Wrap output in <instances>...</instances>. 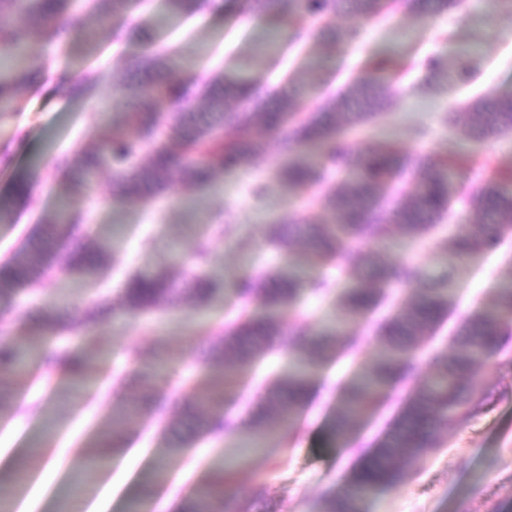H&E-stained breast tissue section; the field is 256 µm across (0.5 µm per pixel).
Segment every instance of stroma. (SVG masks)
Instances as JSON below:
<instances>
[{
  "mask_svg": "<svg viewBox=\"0 0 512 512\" xmlns=\"http://www.w3.org/2000/svg\"><path fill=\"white\" fill-rule=\"evenodd\" d=\"M466 4V12L451 10L429 18L382 16L365 25L359 40L341 42L332 50L314 44L300 54L284 52L276 61L258 54L256 46L267 33L281 30V21L245 11L242 0H222L221 9L151 27L145 42L132 34L139 13H132L118 32L112 24H96L99 50L84 60L58 54L51 47L34 46V54L45 57L53 69L83 66L98 71L100 81L86 98L63 95L51 82H43L24 90L23 111L0 117V195L10 194L16 177L26 174L36 200L32 206H17L15 223L0 224V261L20 246L39 219L54 211L62 193V160L104 135L102 109L117 100L129 76L130 58L147 44L161 51L182 49L191 59L193 73L202 78L228 65L231 58L251 57L254 74L277 93L289 91V77L295 70L315 63L323 72L324 83L302 99L300 108L305 112L315 110L328 94L344 90L368 56H381L396 65L446 51L470 53L473 73L468 83L436 80L424 98L412 91L423 79L421 70H411L398 80L388 79L391 105L384 117L356 135L354 149L365 152L372 143L389 137L419 154L455 151L469 158L461 181L470 188L478 186L492 168L512 165V144L491 139L471 148L442 126L440 115L477 96L512 89V15L495 10L490 0H466ZM264 140V170L224 173L201 190L176 180L162 195L138 204H113L110 176L101 173L86 201L88 219L76 239L107 241L119 260L117 267L103 278L73 279L65 288L49 284L39 296L24 297L13 309L5 324L8 336L24 335L29 319L56 300L75 339H92L109 352L101 370L110 379L97 400H88L83 394L70 396L60 403L49 423L28 414L0 417V454L14 461H21L35 435L48 434L42 461L25 470V489L17 498L27 512H74L72 504L63 503L61 497L72 478L76 454L88 435L110 430L109 405L113 395L123 390L113 376L128 369L135 353L157 349L173 360L174 380H160L158 386L174 407L163 424L151 414L129 421L128 445L135 448V455L120 460L111 471L100 472L84 493L82 505L96 502L109 487L114 498L105 512H126L128 483L152 471L173 432L182 430L180 386L202 377L198 365L201 337L216 332L235 316L238 302L234 293L225 291L206 310L183 302L92 326L85 325L84 317L101 296L116 294L128 268L188 264L199 235L213 222L236 230L235 235L212 240L214 269L225 282L280 264L282 258L270 249L266 230L268 225L287 223L289 212L298 208L300 201L278 177L285 157L276 137L268 134ZM390 257L398 263L421 265L431 278L448 270L445 257L436 253L428 240L400 239ZM510 276L512 238L505 239L496 251L473 258L457 274L458 305L433 341L417 352L409 378L392 389L390 408L365 422L347 446L330 438L327 424L337 405L336 386L348 374L350 363L343 360L326 367L318 376L321 388L296 431L285 439L267 440L264 449L250 455L225 486L224 512H236L246 499L272 501L277 512H321L325 498L350 476L359 450L372 446L387 429L393 406L432 371V348L450 345L455 325L488 303L495 284ZM333 310L331 302L307 296L296 309L282 314L283 334L273 352L250 369L242 397L229 406L235 418L246 419L249 405L263 392L268 373L289 371L291 339L320 330ZM482 378L486 398L470 418L444 433L441 448L405 472L396 488L366 502L365 512H512V332L501 337L499 351L482 368ZM234 450V441L196 437L191 448L168 459L166 484H147L146 499L167 503L168 512H178L193 487L206 480L210 463ZM53 458L58 461V474L44 477V463Z\"/></svg>",
  "mask_w": 512,
  "mask_h": 512,
  "instance_id": "obj_1",
  "label": "stroma"
}]
</instances>
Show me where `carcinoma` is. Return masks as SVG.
Listing matches in <instances>:
<instances>
[{"instance_id": "1", "label": "carcinoma", "mask_w": 512, "mask_h": 512, "mask_svg": "<svg viewBox=\"0 0 512 512\" xmlns=\"http://www.w3.org/2000/svg\"><path fill=\"white\" fill-rule=\"evenodd\" d=\"M74 3L0 0L1 113L21 111V89L36 84L38 78L54 79L58 92L73 97L89 96L97 87L99 75L92 70L50 75L44 59L27 55L28 47L57 42L67 32L76 34L91 54L97 42L89 18L121 22L136 0H91L86 10ZM166 3L175 14L198 13L210 6V0ZM243 4L257 15L281 17L292 43L313 40L329 46L360 37L357 28L343 34L333 25L335 17L345 12L368 22L382 14L402 12L422 18L464 9V0H243ZM130 65L135 79L119 90L120 118L112 121L107 135L78 148L72 159L63 162L65 197L57 213L42 220L18 250L0 262V316L21 291H42L49 277L96 276L109 267L111 255L101 242L66 247L77 225L85 222L83 202L101 172L112 173L111 197L116 204L163 193L174 177L189 186L205 187L218 173L261 167L266 147L257 130L270 131L288 155L282 180L295 193L316 190L319 195L296 219L269 226V243L285 252V262L271 273L235 284L239 313L224 332L203 337L208 343L206 387L193 385L188 403L205 414L201 427L209 435L232 433L239 442L288 435L296 429L308 405L306 393L322 369L334 359L357 354L359 337L352 326L368 321L387 303V289L410 288L405 306L393 305L376 320L373 361L356 368L339 386V404L328 430L338 441L351 440L367 415L388 397V390L411 372L419 339L448 317L454 300L453 277L427 282L420 269L388 259L389 243L398 235L422 237L440 224H457L472 215L478 223L475 231L452 232L436 241L448 268L462 269L468 260L512 235V169L498 170L458 196L461 163L454 158L414 154L391 143L375 144L364 154L355 152L347 131L371 123L389 106L385 91L389 62L384 59L367 61L365 73L346 91L304 115L299 112L301 99L322 82L321 72L310 65L294 74L292 92L278 96L265 91L252 74L249 58L240 59L232 72L222 71L203 82L181 74L177 52L147 48ZM413 65L429 77L464 82L470 75L465 60L445 53L428 55ZM161 102L167 111H160ZM443 121L450 132L475 144L507 139L512 135V91L477 98L445 113ZM20 199L33 201L25 175L16 178L11 195L0 197V224L13 222ZM363 241L373 242L374 248L350 268L355 279L351 287L335 291L329 280L310 276V271L335 264L349 246ZM294 242L303 245L300 261L288 254ZM212 262L210 245L201 239L191 273L169 265L131 273L120 293L100 302L91 318L115 321L184 299L207 309L224 292V279L209 268ZM307 294L334 296L336 321L289 343L291 369L269 381L265 397L251 407L247 426L241 429L224 416V406L235 401L245 366L282 335L280 313L296 308ZM508 316H512L511 279L498 284L493 299L461 321L448 350L432 354L433 372L408 392L384 436L360 456L346 485L321 512H364L369 498L397 487L403 471L440 447L443 432L471 416L485 397L482 365L495 354ZM65 329L67 325L49 312L37 317L29 335L0 342V413L13 409L38 414L48 408V401L18 405L12 388V379L28 373L39 358L64 372V384L55 391L58 397L96 385L98 366L108 357L105 349L90 339L54 352L44 346L45 331ZM168 369V360L157 350L134 357L124 381L135 395L112 402V434L87 443L86 460L102 462L107 456L104 449L115 453L127 447L125 424L133 415L165 412V398L156 393L152 380ZM230 474L227 460L215 462L210 478L193 489L182 512H223L224 481Z\"/></svg>"}]
</instances>
